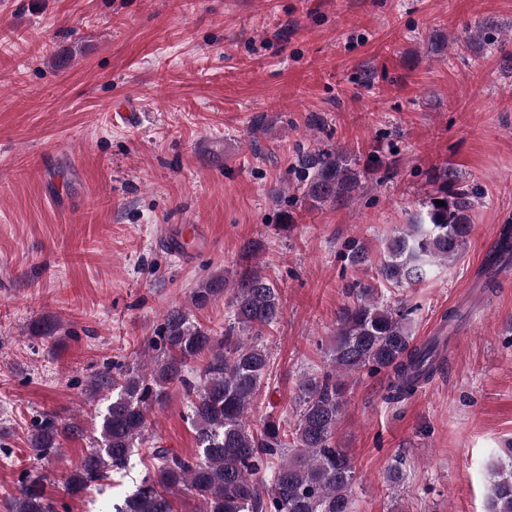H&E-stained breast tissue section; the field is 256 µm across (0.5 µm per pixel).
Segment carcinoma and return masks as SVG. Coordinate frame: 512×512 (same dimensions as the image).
<instances>
[{
  "label": "carcinoma",
  "instance_id": "cac0c4a2",
  "mask_svg": "<svg viewBox=\"0 0 512 512\" xmlns=\"http://www.w3.org/2000/svg\"><path fill=\"white\" fill-rule=\"evenodd\" d=\"M297 188L313 207L322 208L362 187L364 173L347 149L331 144L297 155L291 168ZM432 192L408 229L388 242L384 260L373 266L364 246L347 254L358 269L372 268L369 280L348 284L356 302L336 319L328 368L304 373L297 382L296 420L288 425L266 417L253 430L246 419L269 368L266 349L252 341L278 322L282 306L277 288L259 271L239 281L213 275L191 292L190 302L204 308L228 296L233 318L216 336L190 310L166 311L145 347L158 351L150 360L106 367L94 381L112 400L102 413L99 437L65 481L79 496L128 469L133 456L147 467L113 512H177L174 495L187 489L199 501L197 512H352L354 469L351 457L334 442L345 380L368 370L390 372L387 397L412 396L437 370L438 340L412 345L413 308L393 309L380 300L375 283L415 285L428 279L439 262L456 257L473 228L474 192L447 167L429 177ZM444 205L439 206L436 201ZM204 364L195 378L190 363ZM178 384L187 399L186 418L196 433L198 452L184 455L146 435L152 408ZM79 432L76 423L53 413L35 421L30 446L38 459L55 454L62 441ZM489 512H512V448L492 475ZM7 512H58L45 495L43 477L27 476Z\"/></svg>",
  "mask_w": 512,
  "mask_h": 512
}]
</instances>
